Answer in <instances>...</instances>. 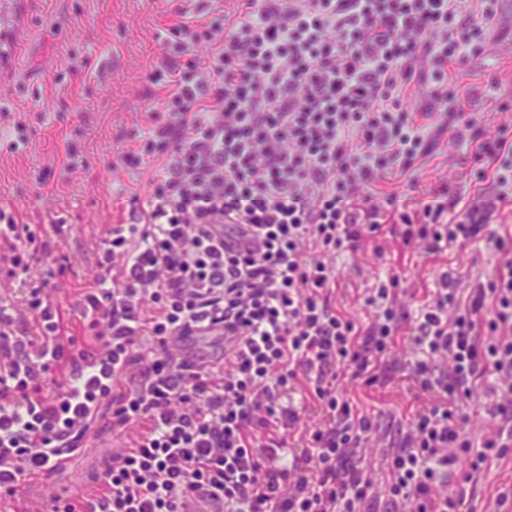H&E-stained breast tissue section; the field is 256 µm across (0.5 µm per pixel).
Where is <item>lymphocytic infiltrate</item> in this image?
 Returning a JSON list of instances; mask_svg holds the SVG:
<instances>
[{
	"label": "lymphocytic infiltrate",
	"instance_id": "1",
	"mask_svg": "<svg viewBox=\"0 0 512 512\" xmlns=\"http://www.w3.org/2000/svg\"><path fill=\"white\" fill-rule=\"evenodd\" d=\"M242 2L227 26L169 29L177 50L207 52L150 75L166 93L119 162L155 175L98 246L82 303L93 343L66 335L54 297L69 225L45 236L0 209V279L27 290L0 304V503L53 471L57 445L81 448L105 405L121 446L93 492L44 512H369L375 481L352 456L379 426L344 384L385 383L406 329L421 404L386 454L385 503L465 512L472 475L512 459V230L489 225L512 200V129L488 135L451 77L491 38L499 0ZM420 87L431 105L418 117L405 102ZM450 108L473 179L422 186L428 122ZM396 176L406 191L382 190ZM385 231L427 259L482 241L499 262L465 298L442 272L413 308L389 275L357 322L334 305L336 260L383 258ZM95 358L112 366L90 379ZM479 379L496 424L476 438L462 405ZM312 403L320 418L302 426ZM462 458L469 472L449 486Z\"/></svg>",
	"mask_w": 512,
	"mask_h": 512
}]
</instances>
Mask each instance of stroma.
<instances>
[{
    "label": "stroma",
    "mask_w": 512,
    "mask_h": 512,
    "mask_svg": "<svg viewBox=\"0 0 512 512\" xmlns=\"http://www.w3.org/2000/svg\"><path fill=\"white\" fill-rule=\"evenodd\" d=\"M239 0H12L11 51L0 56V205L22 224L49 227L64 218L69 235L59 251L67 258L62 305L76 309L78 288L96 273L97 246L115 224L128 220L120 200L144 191L149 172L119 167V152L133 145L145 125L144 113L165 94L149 75L163 52V35L181 21L233 16ZM497 80L512 94V0H502L498 28L483 52L457 71L461 93L473 94L474 111L484 113L489 132L502 117L482 92ZM436 149L422 157L423 184L447 177L461 185L470 177L472 158L451 143L453 131L433 124ZM451 268L461 290L486 280L495 261L484 243L448 252L447 263L405 257L398 267L368 258L359 272L345 273L336 305L351 317L367 319V288L397 269L406 288L433 284L442 268ZM350 398L399 439L400 425L413 401L404 385L392 382L365 389L352 386ZM116 440L107 418H99L86 443L61 470L25 486V500H49L60 490L78 493ZM471 512H498L497 498L512 497V461H503L466 486Z\"/></svg>",
    "instance_id": "35a3bbf8"
}]
</instances>
